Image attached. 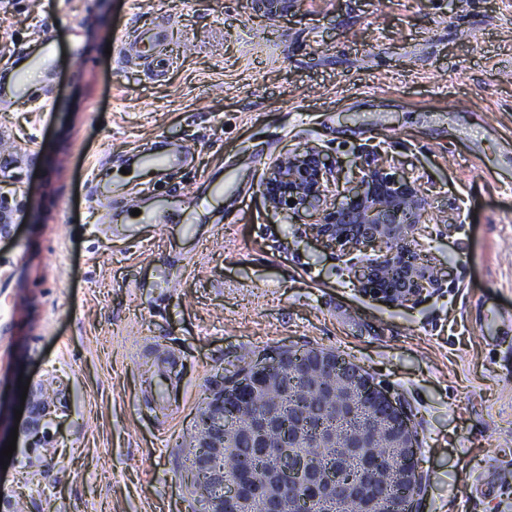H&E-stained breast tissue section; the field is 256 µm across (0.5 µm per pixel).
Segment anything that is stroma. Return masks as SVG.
Wrapping results in <instances>:
<instances>
[{
    "label": "stroma",
    "instance_id": "35a3bbf8",
    "mask_svg": "<svg viewBox=\"0 0 512 512\" xmlns=\"http://www.w3.org/2000/svg\"><path fill=\"white\" fill-rule=\"evenodd\" d=\"M137 22L164 30L166 76L118 63ZM1 27V75L37 38L78 49L29 75L34 100L0 105V135L36 159L0 185L25 204L0 239V433L22 446L0 491L17 512H198L212 384L282 347L336 351L401 410L413 512H512V0H296L273 20L253 0H74L67 16L20 0ZM157 139L187 162L126 172ZM309 145L340 184L373 148L418 181L434 288L372 298L360 252L268 207L273 161ZM147 181L190 201L187 221H147ZM27 387L64 390L29 450Z\"/></svg>",
    "mask_w": 512,
    "mask_h": 512
}]
</instances>
